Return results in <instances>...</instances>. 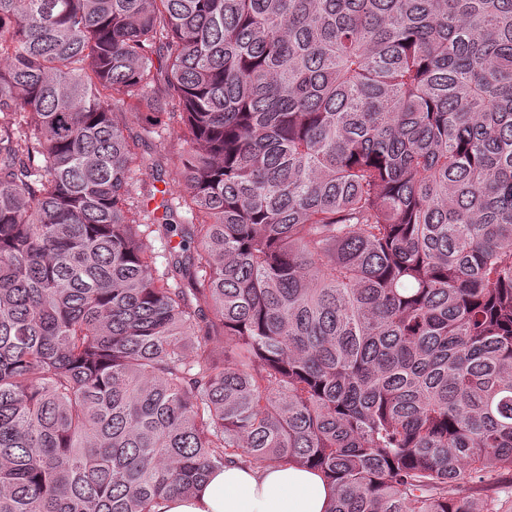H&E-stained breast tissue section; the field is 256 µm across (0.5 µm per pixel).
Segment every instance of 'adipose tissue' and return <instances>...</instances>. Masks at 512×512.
Wrapping results in <instances>:
<instances>
[{
  "mask_svg": "<svg viewBox=\"0 0 512 512\" xmlns=\"http://www.w3.org/2000/svg\"><path fill=\"white\" fill-rule=\"evenodd\" d=\"M331 485L294 466L250 469L232 464L212 472L197 492L168 499L164 512H326Z\"/></svg>",
  "mask_w": 512,
  "mask_h": 512,
  "instance_id": "1",
  "label": "adipose tissue"
}]
</instances>
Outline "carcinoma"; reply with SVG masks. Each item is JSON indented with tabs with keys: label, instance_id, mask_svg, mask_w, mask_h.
I'll return each instance as SVG.
<instances>
[{
	"label": "carcinoma",
	"instance_id": "1",
	"mask_svg": "<svg viewBox=\"0 0 512 512\" xmlns=\"http://www.w3.org/2000/svg\"><path fill=\"white\" fill-rule=\"evenodd\" d=\"M124 106L183 124L143 222ZM228 463L498 512L512 0H0V512Z\"/></svg>",
	"mask_w": 512,
	"mask_h": 512
}]
</instances>
